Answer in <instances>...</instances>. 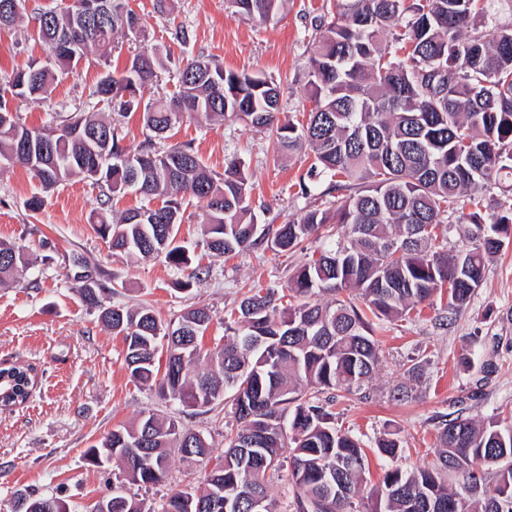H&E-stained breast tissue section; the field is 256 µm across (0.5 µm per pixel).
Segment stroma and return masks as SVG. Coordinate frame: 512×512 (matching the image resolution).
<instances>
[{
	"label": "stroma",
	"mask_w": 512,
	"mask_h": 512,
	"mask_svg": "<svg viewBox=\"0 0 512 512\" xmlns=\"http://www.w3.org/2000/svg\"><path fill=\"white\" fill-rule=\"evenodd\" d=\"M325 2L287 0L278 17L262 25L233 13L225 0H130L139 30L134 36L115 34L117 54L111 63L89 54L59 78L42 103L21 106L19 113L26 125L52 128L71 113L95 112L117 125L124 147L138 149L146 137L140 113L120 114L95 103L90 91L107 66L122 67L130 52L148 47L168 53L169 63L159 83L144 90V100L171 99L179 88L182 60L203 55L227 70L273 78L282 116L302 119L314 18ZM32 26L26 15L0 31V83L44 58L30 37ZM177 28L187 31L186 45L171 41ZM171 140L192 143L206 166L219 173L226 158H241L251 176L259 223L285 224L319 203L317 195H302L299 188L312 162L309 150L280 152L272 132L230 116L219 123L199 116L176 125ZM35 195L43 196L44 206L33 213L24 203ZM98 195L96 187L77 177L46 192L23 167L0 170V240L23 246L31 259L15 284L0 286V363L30 362L39 371L30 399L0 413V512H10L20 489L60 496L69 512H83L112 479L110 471L85 464V449L140 412L152 409L175 417L217 450L235 425L229 409L185 411L131 379L121 338L79 298L71 278L74 256L98 260L106 284L118 289L113 303L148 305L165 320L194 304L210 308L214 320L202 341L209 349L223 343L225 319L237 313L250 290L285 288L292 271L319 246L309 240L302 249L280 252L262 243L235 256L213 255L202 244L205 203L186 199L178 238L189 248L193 265L209 274L185 292L176 287L177 275L164 260L109 252L93 230ZM441 315L442 303L436 300L422 304L420 316L377 332L381 361L372 379L359 394H334L337 427L370 448L390 433L402 444L396 459L370 456L368 486L378 485L389 467L412 470L435 461L438 415L461 409L474 420L496 418L512 427V238L489 262L482 285L451 324H441ZM413 359L421 361L422 372L409 382L403 370ZM489 359L498 369L485 377L480 366ZM401 385L408 396L398 401L393 394Z\"/></svg>",
	"instance_id": "obj_1"
}]
</instances>
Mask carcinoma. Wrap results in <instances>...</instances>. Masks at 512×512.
Returning <instances> with one entry per match:
<instances>
[{"label": "carcinoma", "instance_id": "cac0c4a2", "mask_svg": "<svg viewBox=\"0 0 512 512\" xmlns=\"http://www.w3.org/2000/svg\"><path fill=\"white\" fill-rule=\"evenodd\" d=\"M0 0V29L19 10ZM234 12L259 23L276 18L286 0H227ZM498 0H334L315 21L307 60L305 122H281L275 82L226 71L197 57L180 70L169 103L145 105L149 131L135 152L121 146L117 128L93 112H74L53 131L20 122L13 102L37 103L59 76L88 53L112 55L114 34L134 31L128 0H112L105 19L81 25L79 5L37 14L33 39L54 57L31 62L0 83V167L21 166L44 190L74 177L99 185L94 230L114 253L162 257L184 288L207 270L190 268L177 242L182 201H206L203 245L231 255L267 242L275 250L322 241L318 257L288 279V301L258 289L242 299L238 317L224 323V344L201 346L213 321L205 306L162 321L148 306L109 302L115 290L101 282L100 266L86 284L74 274L82 303L123 339L131 377L160 397L207 413L230 404L238 427L224 435V453L174 419L143 411L129 426L103 433L86 449L99 468L112 456V512H279L271 493L282 459L290 472L293 512H357L368 469L363 441L336 428V412L319 395L361 391L380 363L373 322L409 315L436 294H447L455 314L482 284L487 262L504 246L512 226V198L496 201L483 220V194L512 173V23L493 24ZM163 59L143 50L124 69L107 72L90 96L121 112L139 108L144 89L158 81ZM232 115L254 128L276 130L280 150L313 153L307 175L327 182L323 207L278 227L256 222L248 173L231 159L214 174L188 143L156 147V140L186 115L224 120ZM134 192L162 205H143L112 219L115 197ZM471 207L463 246L437 243V228L451 223L460 203ZM328 224L343 237L323 235ZM28 265L25 249L0 241V285ZM329 295L331 299L323 300ZM166 342V359L158 358ZM0 411L25 403L38 377L35 365H0ZM439 454L432 467L387 470L369 493L372 512H512V428L497 419L482 424L461 415L437 421ZM191 466L214 463L202 485L172 490L159 509L131 492L165 481L171 455ZM495 479H487V470ZM11 512H67L58 496L27 490Z\"/></svg>", "mask_w": 512, "mask_h": 512}]
</instances>
